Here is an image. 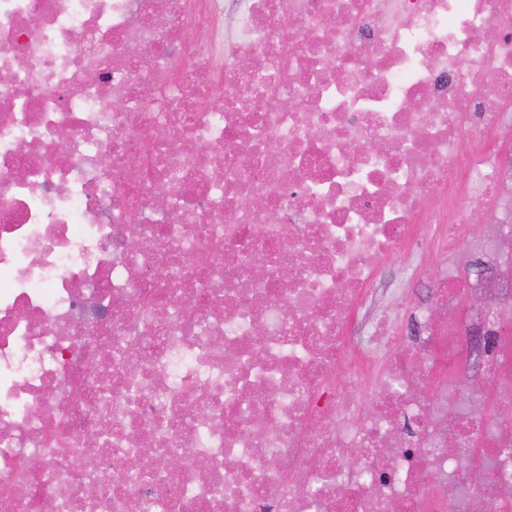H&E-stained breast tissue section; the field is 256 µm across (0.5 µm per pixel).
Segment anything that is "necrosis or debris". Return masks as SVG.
Returning a JSON list of instances; mask_svg holds the SVG:
<instances>
[{"label": "necrosis or debris", "instance_id": "1", "mask_svg": "<svg viewBox=\"0 0 512 512\" xmlns=\"http://www.w3.org/2000/svg\"><path fill=\"white\" fill-rule=\"evenodd\" d=\"M510 129L512 0H0V512H512L507 327L452 317ZM404 268L405 261L401 258L388 259L380 265L376 286L380 302L387 301V288H389L394 279L401 275Z\"/></svg>", "mask_w": 512, "mask_h": 512}]
</instances>
